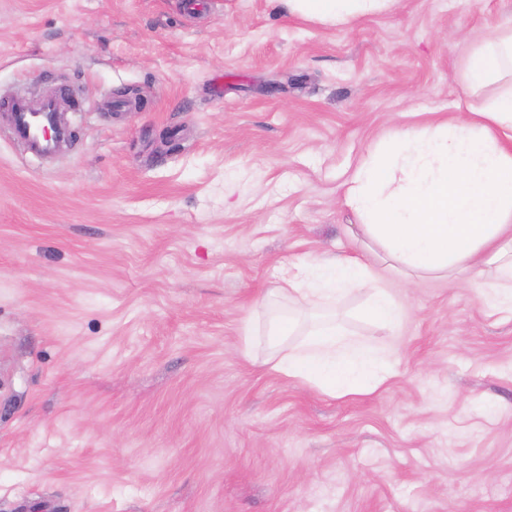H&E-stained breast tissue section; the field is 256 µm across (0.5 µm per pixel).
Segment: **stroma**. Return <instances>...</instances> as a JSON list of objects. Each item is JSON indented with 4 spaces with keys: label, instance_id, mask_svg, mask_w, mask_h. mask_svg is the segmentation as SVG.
Listing matches in <instances>:
<instances>
[{
    "label": "stroma",
    "instance_id": "obj_1",
    "mask_svg": "<svg viewBox=\"0 0 512 512\" xmlns=\"http://www.w3.org/2000/svg\"><path fill=\"white\" fill-rule=\"evenodd\" d=\"M0 0V99L68 86L75 141L0 112V512H512V311L407 281L340 186L453 111L512 0H398L345 28L269 0ZM357 258L401 318L338 302L391 377L265 366L284 268Z\"/></svg>",
    "mask_w": 512,
    "mask_h": 512
}]
</instances>
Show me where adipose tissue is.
<instances>
[{"instance_id":"ef3b65f1","label":"adipose tissue","mask_w":512,"mask_h":512,"mask_svg":"<svg viewBox=\"0 0 512 512\" xmlns=\"http://www.w3.org/2000/svg\"><path fill=\"white\" fill-rule=\"evenodd\" d=\"M289 14L337 27L383 12L396 0H271ZM467 97L480 108L453 114L432 131L403 130L381 141L341 185L366 248L409 278H462L512 309V25L489 32L468 54ZM367 288L366 320L390 327L399 309L358 259L296 265L279 292L310 307ZM270 369L330 395L371 393L391 375L372 350L335 319L316 321L304 339L267 361Z\"/></svg>"}]
</instances>
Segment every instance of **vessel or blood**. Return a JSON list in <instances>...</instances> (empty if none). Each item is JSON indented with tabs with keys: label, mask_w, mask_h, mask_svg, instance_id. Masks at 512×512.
<instances>
[{
	"label": "vessel or blood",
	"mask_w": 512,
	"mask_h": 512,
	"mask_svg": "<svg viewBox=\"0 0 512 512\" xmlns=\"http://www.w3.org/2000/svg\"><path fill=\"white\" fill-rule=\"evenodd\" d=\"M62 104L63 98L58 94L35 107L27 100H15L10 107V127L14 138L35 155L51 154L66 133L60 119Z\"/></svg>",
	"instance_id": "b4317fda"
}]
</instances>
